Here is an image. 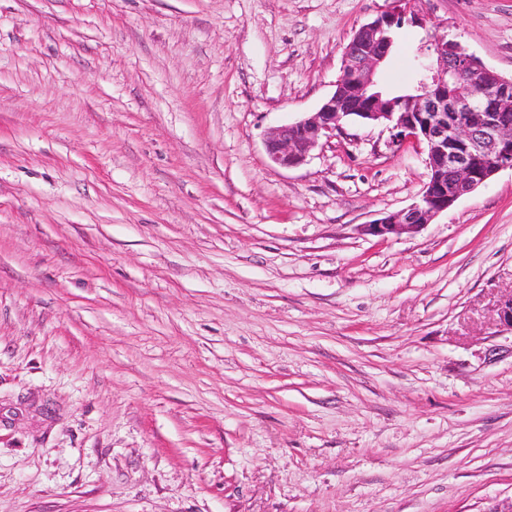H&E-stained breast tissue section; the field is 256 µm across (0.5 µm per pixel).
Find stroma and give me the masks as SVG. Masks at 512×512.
I'll return each instance as SVG.
<instances>
[{
  "mask_svg": "<svg viewBox=\"0 0 512 512\" xmlns=\"http://www.w3.org/2000/svg\"><path fill=\"white\" fill-rule=\"evenodd\" d=\"M392 0H0V512H488L512 499V170L419 233L423 147L333 93ZM512 78V0H417Z\"/></svg>",
  "mask_w": 512,
  "mask_h": 512,
  "instance_id": "obj_1",
  "label": "stroma"
}]
</instances>
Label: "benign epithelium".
<instances>
[{"label":"benign epithelium","mask_w":512,"mask_h":512,"mask_svg":"<svg viewBox=\"0 0 512 512\" xmlns=\"http://www.w3.org/2000/svg\"><path fill=\"white\" fill-rule=\"evenodd\" d=\"M413 14L415 4L394 0L389 10L362 25L345 49L344 64L336 86L319 108L297 121L275 128L265 141L270 160L284 168L302 165L324 139L342 129L354 117L367 124H386L400 140L425 145L428 181L418 201L409 207L365 225L363 231L383 240L413 235L461 197L486 184L498 172L512 170V122L504 117L512 110V78L495 75L492 93L477 92L472 85L458 83L448 93V77L462 68L489 71L478 56L460 42L435 35L428 45L432 59L406 109L392 112L381 96L366 98L363 91L376 85L381 64L388 57L386 28ZM462 112L469 120L448 124V112Z\"/></svg>","instance_id":"1"}]
</instances>
